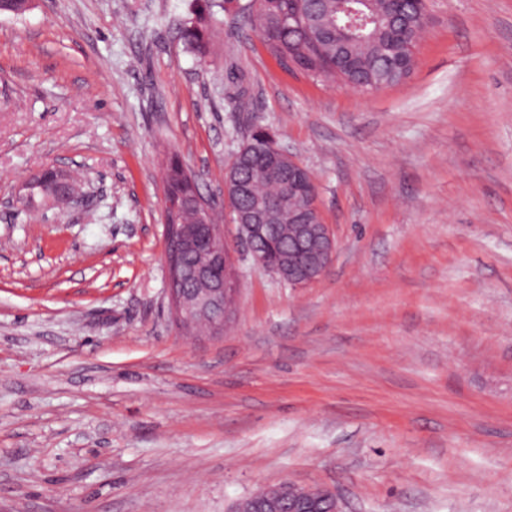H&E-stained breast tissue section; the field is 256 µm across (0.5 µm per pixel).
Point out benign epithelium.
I'll list each match as a JSON object with an SVG mask.
<instances>
[{"mask_svg":"<svg viewBox=\"0 0 512 512\" xmlns=\"http://www.w3.org/2000/svg\"><path fill=\"white\" fill-rule=\"evenodd\" d=\"M288 158L287 230L277 223L278 208L260 204L238 212L236 242L242 244L253 263L293 288H302L330 267L336 253L332 225L319 222L318 193L309 173L279 147ZM44 167L23 180L16 201H34L46 180ZM57 187L49 201L62 209L80 206L83 196L71 188L65 174L56 172ZM288 237V248L279 257L271 248ZM165 263L168 270V295L175 321L184 328L207 323L211 331L224 329L238 293L237 272L233 267L232 247L221 225H165ZM229 512H341L334 491L302 488L291 482L270 485L237 501Z\"/></svg>","mask_w":512,"mask_h":512,"instance_id":"obj_1","label":"benign epithelium"}]
</instances>
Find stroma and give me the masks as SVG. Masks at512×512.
<instances>
[{"instance_id": "stroma-1", "label": "stroma", "mask_w": 512, "mask_h": 512, "mask_svg": "<svg viewBox=\"0 0 512 512\" xmlns=\"http://www.w3.org/2000/svg\"><path fill=\"white\" fill-rule=\"evenodd\" d=\"M215 0L0 14V512H229L266 485L342 512H512V0H430L364 92L284 70ZM312 174L337 250L292 288L233 252L223 332L171 314L163 163L226 211L253 127ZM46 166L84 204L15 201ZM196 9L189 22L181 27V37L188 51L202 60L210 52V33L216 22L212 0H196Z\"/></svg>"}]
</instances>
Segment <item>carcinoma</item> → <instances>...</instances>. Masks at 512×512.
<instances>
[{"label":"carcinoma","instance_id":"cac0c4a2","mask_svg":"<svg viewBox=\"0 0 512 512\" xmlns=\"http://www.w3.org/2000/svg\"><path fill=\"white\" fill-rule=\"evenodd\" d=\"M189 22L181 27L188 51L202 60L210 52V33L216 22L214 0H196ZM428 0H355L351 7L365 17L387 18L403 7L406 20L400 26L373 22L353 32V40L336 43L323 37L316 25L320 18L343 28L348 17L338 0H249L246 20L267 51L287 70H299L309 76L331 81H347L367 91L403 82L410 73L415 51L428 21ZM274 137L258 127L243 143L254 162L243 170L255 193L279 204L287 195L285 185L270 177L266 158L273 151Z\"/></svg>","mask_w":512,"mask_h":512}]
</instances>
